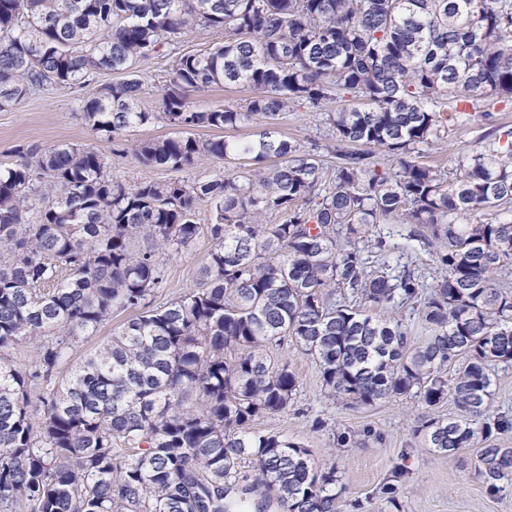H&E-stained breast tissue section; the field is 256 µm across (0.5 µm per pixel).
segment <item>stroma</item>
<instances>
[{
    "label": "stroma",
    "mask_w": 512,
    "mask_h": 512,
    "mask_svg": "<svg viewBox=\"0 0 512 512\" xmlns=\"http://www.w3.org/2000/svg\"><path fill=\"white\" fill-rule=\"evenodd\" d=\"M96 86H88L78 96L58 92L36 94L14 108L0 111V167L19 162L18 147L72 143L99 150L107 157L114 180L127 186L145 180L174 179L189 185L231 171V164L221 159H205L174 172L146 168L132 157L113 154L112 143L95 134L81 119L78 98L94 94ZM491 122L512 126V105L497 106L492 120L477 117L467 125L449 127L444 142L427 151L428 161L451 169L458 156L474 150L478 137ZM276 129L308 146L325 145L332 135L322 112L303 107L281 113ZM195 221L200 230L194 244L167 259V277L158 300L179 297L198 282L199 270L213 246L209 205L198 207ZM282 354L300 379L297 400L287 414L261 418L254 427L301 442L319 465L335 467L344 488L345 503L362 502L363 512H512V485L490 494L473 469L471 452L449 456L423 447L412 431L422 411L417 401L399 398L368 410L329 404L322 395L317 365L290 347L283 349ZM318 418L326 423L320 431L313 427ZM347 429L359 432L358 442L335 449L333 431ZM400 459L404 460L408 475L398 495L399 504L394 507L378 490Z\"/></svg>",
    "instance_id": "obj_1"
}]
</instances>
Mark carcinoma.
Returning <instances> with one entry per match:
<instances>
[{"mask_svg": "<svg viewBox=\"0 0 512 512\" xmlns=\"http://www.w3.org/2000/svg\"><path fill=\"white\" fill-rule=\"evenodd\" d=\"M198 29L224 40L176 56L162 112L142 110L141 65ZM103 71L121 79L83 101L93 132L125 143L160 117L183 130L121 153L239 169L127 187L98 151L60 143L0 170V512H243L247 461L255 512H341L336 468L253 429L295 403L298 376L275 355L288 345L318 365L329 401L415 398L426 447L476 449L493 494L512 482V447L494 443L512 420L491 411L496 368L512 365V128L492 125L449 173L420 150L512 101V0H0V110L77 93ZM223 84L252 95L190 102ZM338 100L322 149L274 130L292 105ZM253 124L249 140L192 134ZM202 203L214 248L200 282L156 304ZM410 248L441 276L421 280ZM23 344L33 360L21 368L11 352ZM448 399L457 412L443 417ZM406 473L395 466L382 487L395 507ZM250 94V89L243 86H213L205 91L193 92L191 100L199 108H222L224 105L235 107L243 99L248 98ZM129 316V312L117 313L114 316L112 315V320L109 323H107L104 327H102L97 335L90 336L89 338L85 339L78 345V347L72 354V358L69 364L66 365L62 370L66 372L70 370L72 367L74 368L77 364H79L86 355L93 352L102 343L106 342L110 338V336H112V329L117 327Z\"/></svg>", "mask_w": 512, "mask_h": 512, "instance_id": "1", "label": "carcinoma"}]
</instances>
